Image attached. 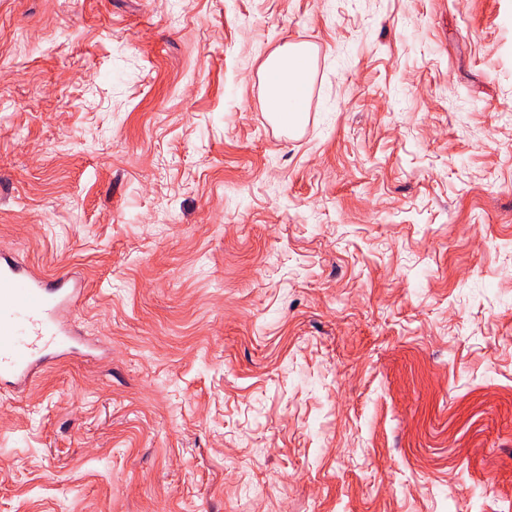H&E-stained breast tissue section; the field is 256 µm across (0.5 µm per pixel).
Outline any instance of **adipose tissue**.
Instances as JSON below:
<instances>
[{
    "mask_svg": "<svg viewBox=\"0 0 512 512\" xmlns=\"http://www.w3.org/2000/svg\"><path fill=\"white\" fill-rule=\"evenodd\" d=\"M314 53L311 45L286 43L264 60L261 79L266 110L272 121L289 127L304 123Z\"/></svg>",
    "mask_w": 512,
    "mask_h": 512,
    "instance_id": "obj_1",
    "label": "adipose tissue"
}]
</instances>
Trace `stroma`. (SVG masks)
I'll list each match as a JSON object with an SVG mask.
<instances>
[{
    "label": "stroma",
    "mask_w": 512,
    "mask_h": 512,
    "mask_svg": "<svg viewBox=\"0 0 512 512\" xmlns=\"http://www.w3.org/2000/svg\"><path fill=\"white\" fill-rule=\"evenodd\" d=\"M0 251V512H512V0H0ZM312 45L285 43L261 65V79L270 119L288 127L305 121L310 93ZM85 292L72 273L46 278L0 254V388H25L54 359L73 352L66 322Z\"/></svg>",
    "instance_id": "35a3bbf8"
}]
</instances>
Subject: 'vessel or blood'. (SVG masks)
<instances>
[{
    "label": "vessel or blood",
    "mask_w": 512,
    "mask_h": 512,
    "mask_svg": "<svg viewBox=\"0 0 512 512\" xmlns=\"http://www.w3.org/2000/svg\"><path fill=\"white\" fill-rule=\"evenodd\" d=\"M85 292L74 274L47 278L0 254V388L26 387L73 352L66 322Z\"/></svg>",
    "instance_id": "obj_1"
}]
</instances>
